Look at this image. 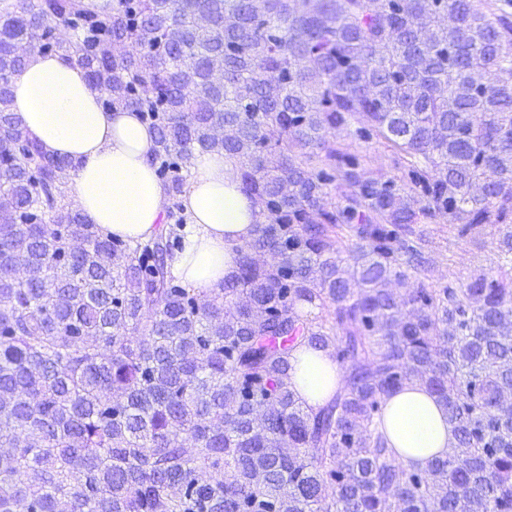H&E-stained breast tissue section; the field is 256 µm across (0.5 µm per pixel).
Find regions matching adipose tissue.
Listing matches in <instances>:
<instances>
[{"label":"adipose tissue","instance_id":"obj_1","mask_svg":"<svg viewBox=\"0 0 512 512\" xmlns=\"http://www.w3.org/2000/svg\"><path fill=\"white\" fill-rule=\"evenodd\" d=\"M12 92L27 130L48 151L73 160L72 195L92 223L121 238L151 236L165 219L167 198L149 162L155 134L136 112L104 110L85 71L59 56L31 54ZM182 205L185 237L171 270L197 291L221 288L236 269L234 247L251 239L255 222L233 160L196 153ZM289 374L310 406L322 403L341 379L327 352L311 347L293 354ZM385 422L405 462L421 467L444 455L454 439L440 406L416 385L388 397Z\"/></svg>","mask_w":512,"mask_h":512}]
</instances>
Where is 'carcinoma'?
Returning a JSON list of instances; mask_svg holds the SVG:
<instances>
[{"instance_id":"carcinoma-1","label":"carcinoma","mask_w":512,"mask_h":512,"mask_svg":"<svg viewBox=\"0 0 512 512\" xmlns=\"http://www.w3.org/2000/svg\"><path fill=\"white\" fill-rule=\"evenodd\" d=\"M18 44L140 114L169 206L107 235L72 160L0 136V512H512V0H0ZM373 139L400 176L369 172ZM198 151L233 158L257 217L209 294L169 265ZM437 218L494 228L497 274L426 287ZM303 345L343 370L316 408ZM409 384L454 426L422 468L380 429Z\"/></svg>"}]
</instances>
